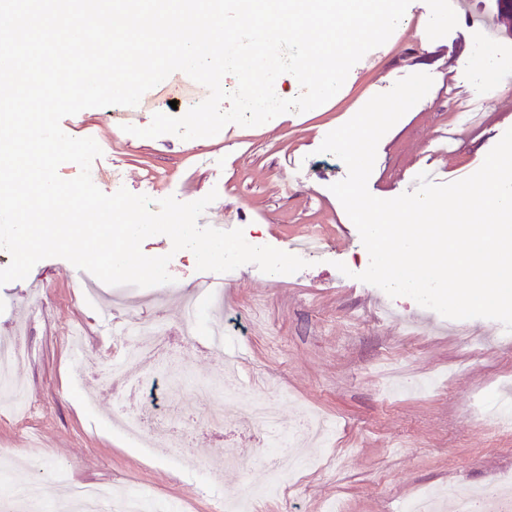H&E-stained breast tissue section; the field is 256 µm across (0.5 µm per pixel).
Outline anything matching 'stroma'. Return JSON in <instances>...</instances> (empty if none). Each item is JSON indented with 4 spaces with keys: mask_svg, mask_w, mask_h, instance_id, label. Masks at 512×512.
I'll use <instances>...</instances> for the list:
<instances>
[{
    "mask_svg": "<svg viewBox=\"0 0 512 512\" xmlns=\"http://www.w3.org/2000/svg\"><path fill=\"white\" fill-rule=\"evenodd\" d=\"M442 0H412L383 45L350 70L339 92L304 113H285L256 127L225 126L216 136L184 140L173 134L140 138L125 133L105 108L62 119L63 131L96 139L102 154L93 169L116 168L121 183L98 181L107 194L126 188L160 200L192 202L217 191L199 218L202 227L261 232L263 244L290 251L317 233L324 252L309 267L280 279L246 264L225 278L222 298L202 305L221 317L229 342L246 361L234 398L224 401V423H207L221 398L215 382L224 351L210 337L188 339L192 321L182 301L209 275L191 251H173L164 235L142 244L149 256L170 255L174 281L149 288L100 286L97 302L80 301L79 281L94 284L61 258L37 263L26 279L0 286V345L20 344L26 356L14 369L27 387L26 411L0 412V449L17 456L0 496L27 480L43 486L45 512H58L67 482L141 485L186 512H217L215 502L264 485L283 449L270 447L248 415L254 395L277 397L280 416L295 423L316 411L335 423L326 446L306 447V467L266 512H324L341 501L347 512H400L423 490L459 485L478 490L512 475V431L479 420L480 394L512 391V343L500 322L447 319L412 298L389 297L358 280L369 254L342 204L331 192L347 169L320 152L325 136L350 120L374 95L413 73L430 74V91L380 140L370 193L391 199L414 190L419 170L435 182L464 179L512 128V9L499 0H474V11L496 19L499 41L489 45L465 14L442 17ZM496 75L481 68L485 55ZM130 315L162 328L155 351L129 363L142 384L136 399L177 421L200 468L182 474L175 447L143 449L128 443L112 420L120 392L102 371L121 354L114 319ZM483 340L462 353L457 333ZM239 449L249 469L225 462ZM68 480L60 482L57 473Z\"/></svg>",
    "mask_w": 512,
    "mask_h": 512,
    "instance_id": "obj_1",
    "label": "stroma"
}]
</instances>
